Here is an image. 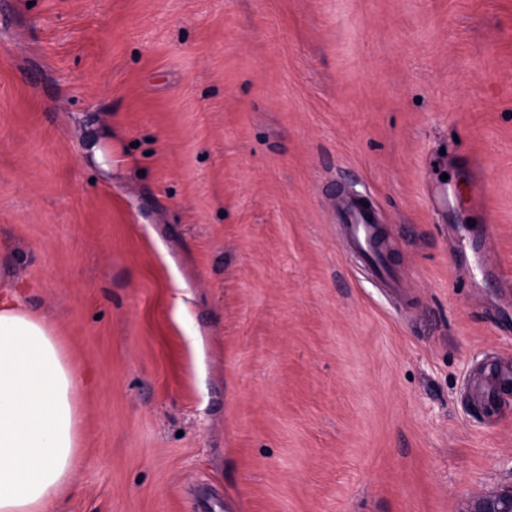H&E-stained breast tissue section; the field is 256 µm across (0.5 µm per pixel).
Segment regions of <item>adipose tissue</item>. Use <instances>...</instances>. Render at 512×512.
<instances>
[{
  "instance_id": "ef3b65f1",
  "label": "adipose tissue",
  "mask_w": 512,
  "mask_h": 512,
  "mask_svg": "<svg viewBox=\"0 0 512 512\" xmlns=\"http://www.w3.org/2000/svg\"><path fill=\"white\" fill-rule=\"evenodd\" d=\"M80 367L0 276V512H53L84 463Z\"/></svg>"
}]
</instances>
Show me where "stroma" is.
<instances>
[{"instance_id":"obj_1","label":"stroma","mask_w":512,"mask_h":512,"mask_svg":"<svg viewBox=\"0 0 512 512\" xmlns=\"http://www.w3.org/2000/svg\"><path fill=\"white\" fill-rule=\"evenodd\" d=\"M3 264L90 375L56 512H466L512 483V384L470 395L512 361V0H0ZM347 242L361 255L374 274L390 285L396 284L395 273L385 264L379 240V227L374 210L361 206L353 199L341 208ZM512 380V365L490 368L486 375V384L476 390L483 409L493 413L497 406V393L502 384Z\"/></svg>"}]
</instances>
